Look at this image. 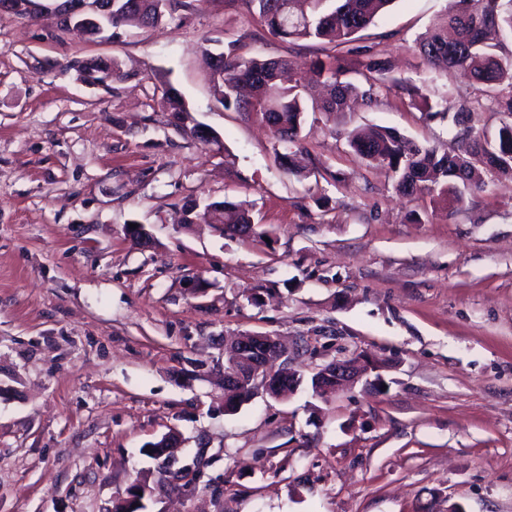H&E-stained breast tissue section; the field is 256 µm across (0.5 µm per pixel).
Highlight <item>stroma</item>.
<instances>
[{
	"instance_id": "obj_1",
	"label": "stroma",
	"mask_w": 512,
	"mask_h": 512,
	"mask_svg": "<svg viewBox=\"0 0 512 512\" xmlns=\"http://www.w3.org/2000/svg\"><path fill=\"white\" fill-rule=\"evenodd\" d=\"M61 2L0 10V512H113L135 484L142 512H512V178L459 207L398 194L348 133L392 128L442 154L447 122L390 86L306 112L282 143L224 108L205 59L230 33L305 81L313 59L368 49L455 107L477 83L413 48L449 0H395L350 46L274 39L243 0L80 36L49 19ZM112 57L129 80L81 82L79 63ZM167 82L225 154L171 126ZM188 199L251 204L268 236L180 223ZM245 332L285 343L302 383L228 414L224 340ZM359 353L383 361L380 385L313 394L318 368ZM170 433L191 484L151 451Z\"/></svg>"
}]
</instances>
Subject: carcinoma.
<instances>
[{
    "label": "carcinoma",
    "mask_w": 512,
    "mask_h": 512,
    "mask_svg": "<svg viewBox=\"0 0 512 512\" xmlns=\"http://www.w3.org/2000/svg\"><path fill=\"white\" fill-rule=\"evenodd\" d=\"M245 2L266 33L275 39L286 43L318 39L339 46L374 24L395 0ZM186 7L185 0H138L136 9L112 13V27H154L165 15L172 16ZM509 40L512 41V0H450L445 14L416 42L420 56L434 72H453L483 86L485 102L479 104L478 110L502 115L494 139L474 131L473 109L461 107L452 111L431 101L419 87L401 82L399 87L409 97L410 105L433 118L448 120V129L453 131L448 153L439 156L435 149L420 146L389 128L367 133L352 131L348 136L351 150L366 162L392 172L401 192L426 194L432 201L450 206L461 204L465 194L484 189L489 177H512V52L506 50ZM237 50L238 40L229 38L224 51L211 56V69L217 75L214 94L225 109L265 122L283 142L297 140L304 112L331 115L347 111L357 101L370 106L377 102V89L395 82L385 62L374 57L362 59L353 52L351 57L339 60L318 58L311 62L310 71L325 86L327 94L310 105L299 85L286 87L279 83L287 60H245ZM78 71L86 82L110 76L112 82L119 83L130 77L116 58L86 61ZM162 103L172 113L178 130L204 146L223 150L218 138L207 142L196 137L190 109L173 85L162 91ZM182 209L185 224L200 218L222 225L231 236L237 235L236 225L250 224L251 234H258L259 225L243 203L213 202L202 207L189 200Z\"/></svg>",
    "instance_id": "obj_1"
}]
</instances>
